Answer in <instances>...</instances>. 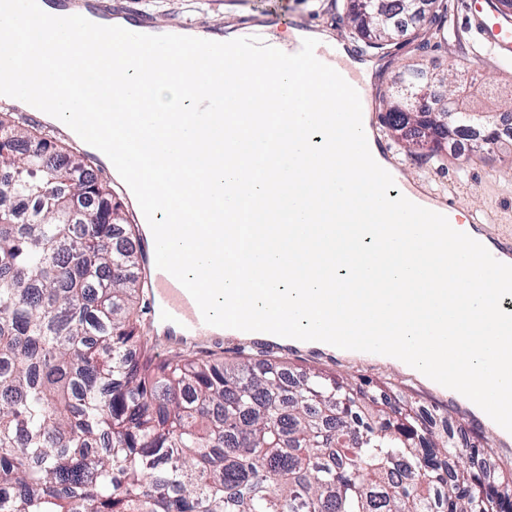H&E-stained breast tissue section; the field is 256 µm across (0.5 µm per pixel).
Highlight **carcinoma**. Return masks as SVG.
<instances>
[{"mask_svg":"<svg viewBox=\"0 0 512 512\" xmlns=\"http://www.w3.org/2000/svg\"><path fill=\"white\" fill-rule=\"evenodd\" d=\"M445 38L448 0H430ZM383 49L411 0H349ZM439 111L488 124L451 72ZM112 188L0 112V512H512V471L399 397L283 363L156 361Z\"/></svg>","mask_w":512,"mask_h":512,"instance_id":"obj_1","label":"carcinoma"}]
</instances>
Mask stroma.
<instances>
[{
  "label": "stroma",
  "mask_w": 512,
  "mask_h": 512,
  "mask_svg": "<svg viewBox=\"0 0 512 512\" xmlns=\"http://www.w3.org/2000/svg\"><path fill=\"white\" fill-rule=\"evenodd\" d=\"M463 0H448V14L455 37L447 44L424 51L415 50L407 36H399L379 55L374 56L372 85V120L390 148V159L402 167L404 181L412 190L452 197L459 222L472 217L483 218L482 233L512 231V162L496 151L464 153L444 150L431 155L428 149L405 147L380 123L390 101L391 86L403 71L423 69L438 73L454 68L457 73L479 72L495 97L512 96V66L498 63L462 33L465 20ZM147 12L154 25L170 27L183 22L185 27L198 25L229 32L251 28L262 37L286 40L290 24L322 30L343 41L349 48L363 47L364 42L352 27L346 10L337 8L335 0H112L113 14ZM135 316L149 336L155 359L171 357L182 349L200 358H220L233 363L250 357L256 360L284 359L295 368L322 370L355 380L392 383L409 399L435 416L460 426L471 439L485 443L496 462L512 469V437L500 435L491 419L472 409L455 394L434 385L412 371L371 358H356L339 351L303 344L268 342L259 349L253 339L228 337L219 345L186 342L177 346L160 335L146 313L145 303H137Z\"/></svg>",
  "instance_id": "1"
}]
</instances>
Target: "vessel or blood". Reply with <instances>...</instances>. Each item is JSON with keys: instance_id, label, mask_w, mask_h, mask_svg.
Listing matches in <instances>:
<instances>
[{"instance_id": "1", "label": "vessel or blood", "mask_w": 512, "mask_h": 512, "mask_svg": "<svg viewBox=\"0 0 512 512\" xmlns=\"http://www.w3.org/2000/svg\"><path fill=\"white\" fill-rule=\"evenodd\" d=\"M53 9L60 16H86L93 11L102 15L106 12L101 0H53ZM465 29L477 36L479 45L493 58L512 64V22L500 16L494 0H469ZM315 55L338 71L358 91L361 100H368L371 95L368 82L343 64L336 44L318 45ZM140 255L138 274L147 288L151 320L177 328L188 338L212 337V327L204 322L193 297L172 275L157 268L154 240L142 242Z\"/></svg>"}]
</instances>
